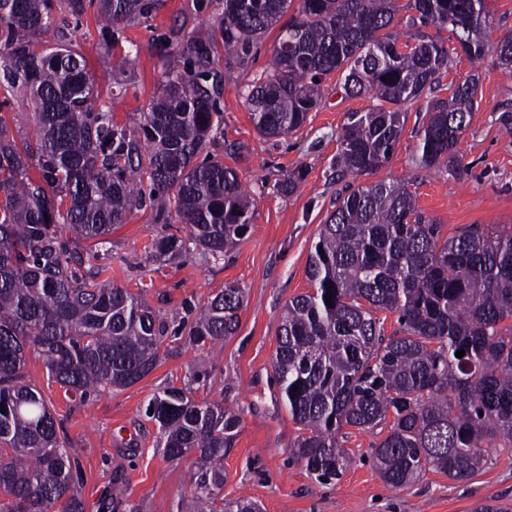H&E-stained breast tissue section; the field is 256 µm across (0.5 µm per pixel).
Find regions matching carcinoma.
Instances as JSON below:
<instances>
[{
    "label": "carcinoma",
    "instance_id": "carcinoma-1",
    "mask_svg": "<svg viewBox=\"0 0 512 512\" xmlns=\"http://www.w3.org/2000/svg\"><path fill=\"white\" fill-rule=\"evenodd\" d=\"M291 3L223 0L217 33L170 49L187 64L167 69L161 94L130 128L95 106L83 57L42 36L59 28L56 10L79 16L93 6L108 46L154 17L161 0H0V48L8 49L0 54V91L22 94L34 123L33 138L18 139L0 116V497H7L0 512H83L78 461L27 384L28 352L43 358L60 387L82 395L133 385L161 359L166 323L140 295L112 284L99 253L79 250L77 241L107 243L145 179L158 216L173 213L189 227L185 239L156 240L154 261L179 262L191 252L216 260L249 232L255 204L236 169L197 157L220 131L225 74L246 67L267 32L279 28L271 69L245 89L260 135L297 131L332 72L347 93L376 101L348 113L338 178L388 162L406 105L439 87L449 49L424 28L450 32L472 60L495 55L512 74V32L487 40L485 0H410L418 17L402 47L397 0H302L280 28ZM219 42L222 72L213 66ZM476 95L471 76L429 101L417 166L464 172L458 144ZM409 186L380 181L336 196L308 255L311 290L284 308L275 378L292 420L307 430L290 455L320 482L348 465L338 439L346 427L386 431L375 460L392 487L427 470L464 480L483 468L486 449H512V226L471 224L444 239ZM243 303L242 289L225 285L189 326L190 342L213 346L234 335ZM378 310L398 313L400 335H384ZM459 350L465 356L456 357ZM145 414L168 460L195 455L190 512H261L255 501L226 505L219 497L240 411L168 386Z\"/></svg>",
    "mask_w": 512,
    "mask_h": 512
}]
</instances>
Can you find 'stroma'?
<instances>
[{
	"instance_id": "1",
	"label": "stroma",
	"mask_w": 512,
	"mask_h": 512,
	"mask_svg": "<svg viewBox=\"0 0 512 512\" xmlns=\"http://www.w3.org/2000/svg\"><path fill=\"white\" fill-rule=\"evenodd\" d=\"M221 0L200 9L196 0H163L156 16L127 29L125 41L104 47L93 11L66 16L60 28L86 61L98 101L117 123L136 125L164 80L165 47L192 35L209 34L221 12ZM276 32L255 45L247 68L224 82L218 106L224 134L210 144V154L237 167L244 189L254 199L255 219L245 239L220 259L192 256L162 265L152 246L167 234L187 237L176 218L161 220L150 201L133 208L124 224L101 247L114 284L141 293L169 325L167 348L143 380L86 396L52 382L44 361L27 358V376L57 419L61 434L80 466L84 512H185L189 499L190 460L169 462L159 445L158 428L145 415L155 392L167 386L189 388L195 399L224 401L242 411L233 449L224 459L225 502L252 499L264 512H474L486 500L512 512V451L490 449L485 466L473 477L451 480L426 471L418 480L394 488L385 484L373 463L376 431L350 428L342 444L350 462L344 474L319 483L291 458L289 448L301 430L279 400L273 372L277 334L286 303L309 290L305 268L320 224L333 208V164L339 137L350 112L372 107L367 97H351L343 80L323 81L320 107L307 122L284 138L260 137L250 119L245 89L270 66ZM137 57L125 73L114 64L128 52ZM478 75L476 105L459 149L465 167L452 178L417 167L416 133L426 122L427 102L409 104L396 150L379 170L358 176V183L412 180L416 202L453 235L470 224L512 225V76L502 73L494 56L479 62L452 56L440 97L448 85ZM243 144L235 153V144ZM302 172L293 192L281 185ZM242 288L244 304L236 333L219 354L177 337L210 296L225 284Z\"/></svg>"
}]
</instances>
